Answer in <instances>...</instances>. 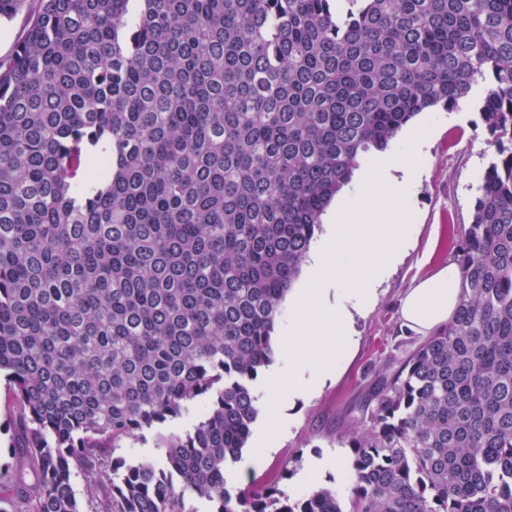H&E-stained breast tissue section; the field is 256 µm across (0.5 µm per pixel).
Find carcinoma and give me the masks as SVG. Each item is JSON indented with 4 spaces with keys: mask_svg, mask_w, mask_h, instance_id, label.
<instances>
[{
    "mask_svg": "<svg viewBox=\"0 0 512 512\" xmlns=\"http://www.w3.org/2000/svg\"><path fill=\"white\" fill-rule=\"evenodd\" d=\"M496 148L448 324L372 388L351 494L237 460L322 216L419 114ZM0 512H512V0H39L0 60ZM197 400L158 463L112 459ZM308 257H309V253H308V256L306 258V261L303 264L302 272H301L300 277L295 282V284L293 286V289L288 294L287 298L285 299V301H284V303L282 305V313H281L280 318L278 319V322H277L276 327H275V333H274V336H275V354H274V359H273V362L269 366H277V365H281L282 364V361L280 359V353H279V350H278V342H279V340H280V338L282 336H285V334H286V332H287V330H288V328L290 326V323H291V320H292V316H293V313H294V310H295V303H294V301L292 299V293L295 291L294 289L300 288L302 283H303V281H304L305 274H306ZM8 400L7 389L3 374L0 379V468L4 467L10 461V454L8 448L9 434L6 431V421L4 406ZM206 404L202 401L194 402L189 405V409L183 415L173 421L168 422L162 432L183 433L197 423L205 414Z\"/></svg>",
    "mask_w": 512,
    "mask_h": 512,
    "instance_id": "1",
    "label": "carcinoma"
}]
</instances>
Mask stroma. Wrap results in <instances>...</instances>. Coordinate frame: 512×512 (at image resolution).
<instances>
[{
	"mask_svg": "<svg viewBox=\"0 0 512 512\" xmlns=\"http://www.w3.org/2000/svg\"><path fill=\"white\" fill-rule=\"evenodd\" d=\"M425 118L433 130L423 146L429 164L416 192L412 244L380 287L376 302L357 316V345L340 374L307 400L284 405L285 426L272 437L275 453L251 466V474L265 480L288 458H296L282 482L292 495H304L318 484L348 496L349 472L336 465L337 459L350 457L348 433L360 428L372 385L394 373L423 341L403 331L400 299L414 278L454 260L472 219L475 188L495 155L476 107L449 113L438 107ZM315 464L320 467L317 482L305 481V472Z\"/></svg>",
	"mask_w": 512,
	"mask_h": 512,
	"instance_id": "35a3bbf8",
	"label": "stroma"
}]
</instances>
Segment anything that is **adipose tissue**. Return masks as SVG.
<instances>
[{
	"label": "adipose tissue",
	"instance_id": "ef3b65f1",
	"mask_svg": "<svg viewBox=\"0 0 512 512\" xmlns=\"http://www.w3.org/2000/svg\"><path fill=\"white\" fill-rule=\"evenodd\" d=\"M460 279V269L452 262L414 279L400 302L403 326L428 335L447 324L458 306Z\"/></svg>",
	"mask_w": 512,
	"mask_h": 512
}]
</instances>
